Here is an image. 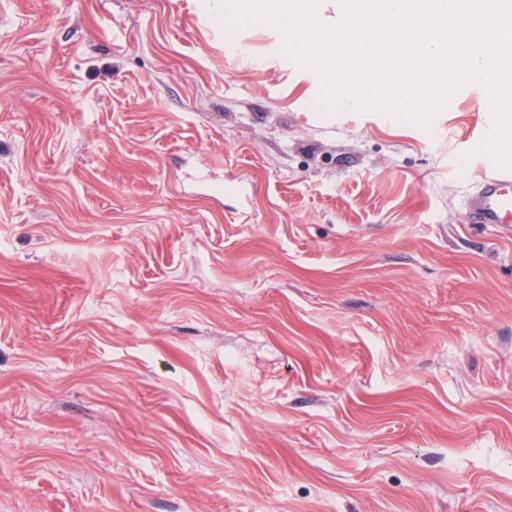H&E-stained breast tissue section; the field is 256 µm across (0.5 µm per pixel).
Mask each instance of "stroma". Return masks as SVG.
I'll list each match as a JSON object with an SVG mask.
<instances>
[{
    "mask_svg": "<svg viewBox=\"0 0 512 512\" xmlns=\"http://www.w3.org/2000/svg\"><path fill=\"white\" fill-rule=\"evenodd\" d=\"M205 0H0V512H512L490 110L326 112ZM466 224H512V169L486 174L464 212Z\"/></svg>",
    "mask_w": 512,
    "mask_h": 512,
    "instance_id": "1",
    "label": "stroma"
}]
</instances>
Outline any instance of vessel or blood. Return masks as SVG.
<instances>
[{"label": "vessel or blood", "mask_w": 512, "mask_h": 512, "mask_svg": "<svg viewBox=\"0 0 512 512\" xmlns=\"http://www.w3.org/2000/svg\"><path fill=\"white\" fill-rule=\"evenodd\" d=\"M468 224L512 225V169L486 174L464 212Z\"/></svg>", "instance_id": "vessel-or-blood-1"}]
</instances>
